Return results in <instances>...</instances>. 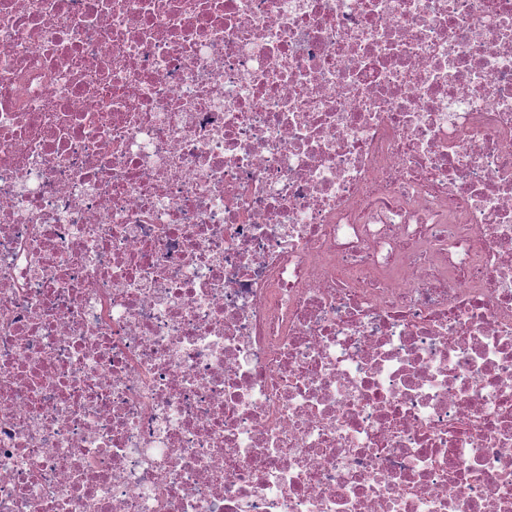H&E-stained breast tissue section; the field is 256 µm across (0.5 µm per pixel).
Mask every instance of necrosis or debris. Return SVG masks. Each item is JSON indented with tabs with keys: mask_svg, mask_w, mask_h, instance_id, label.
<instances>
[{
	"mask_svg": "<svg viewBox=\"0 0 512 512\" xmlns=\"http://www.w3.org/2000/svg\"><path fill=\"white\" fill-rule=\"evenodd\" d=\"M0 512H512V0H0Z\"/></svg>",
	"mask_w": 512,
	"mask_h": 512,
	"instance_id": "obj_1",
	"label": "necrosis or debris"
}]
</instances>
